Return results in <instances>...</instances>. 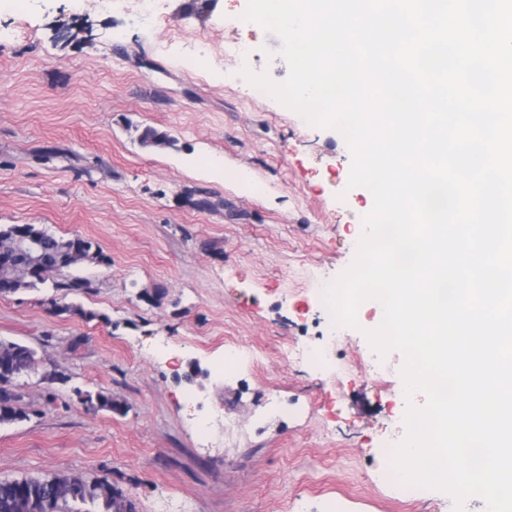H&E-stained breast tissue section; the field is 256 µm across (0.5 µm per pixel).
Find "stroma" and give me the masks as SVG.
<instances>
[{
    "instance_id": "obj_1",
    "label": "stroma",
    "mask_w": 512,
    "mask_h": 512,
    "mask_svg": "<svg viewBox=\"0 0 512 512\" xmlns=\"http://www.w3.org/2000/svg\"><path fill=\"white\" fill-rule=\"evenodd\" d=\"M246 5L164 0L140 26L84 0H0V32L24 28L0 39V224L77 232L110 259L78 270L91 286L73 302L96 320L57 313L46 285L0 297V339L42 360L19 380L28 419L0 425V478L85 471L137 512H437L448 494L401 504L382 477L394 413L425 396L365 375L380 308L359 309L339 366L280 356L326 316L318 290L352 262L373 196L348 188L338 131L185 51L232 41L250 70L285 81L279 38L242 21ZM146 127L175 147H140ZM228 344L257 361L224 370ZM194 361L208 379H185ZM271 390L275 417L260 407ZM98 392L122 412L90 409L82 397ZM217 405L238 432L202 426Z\"/></svg>"
}]
</instances>
